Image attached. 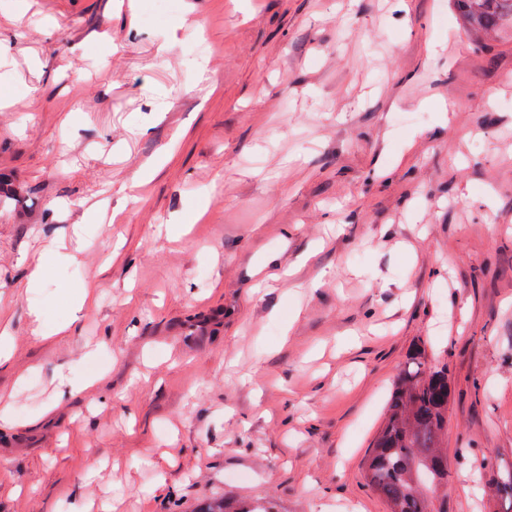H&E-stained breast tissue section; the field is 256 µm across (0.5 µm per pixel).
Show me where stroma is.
I'll use <instances>...</instances> for the list:
<instances>
[{
	"instance_id": "stroma-1",
	"label": "stroma",
	"mask_w": 512,
	"mask_h": 512,
	"mask_svg": "<svg viewBox=\"0 0 512 512\" xmlns=\"http://www.w3.org/2000/svg\"><path fill=\"white\" fill-rule=\"evenodd\" d=\"M18 3L0 512H387L364 464L419 345L448 366L451 512H506L512 31L452 0H177L149 23V0ZM33 306L71 334L36 337Z\"/></svg>"
}]
</instances>
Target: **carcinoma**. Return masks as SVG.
Masks as SVG:
<instances>
[{
    "instance_id": "obj_1",
    "label": "carcinoma",
    "mask_w": 512,
    "mask_h": 512,
    "mask_svg": "<svg viewBox=\"0 0 512 512\" xmlns=\"http://www.w3.org/2000/svg\"><path fill=\"white\" fill-rule=\"evenodd\" d=\"M471 26L512 28V0H454ZM448 365L424 347L399 371L365 473L390 512H448Z\"/></svg>"
}]
</instances>
